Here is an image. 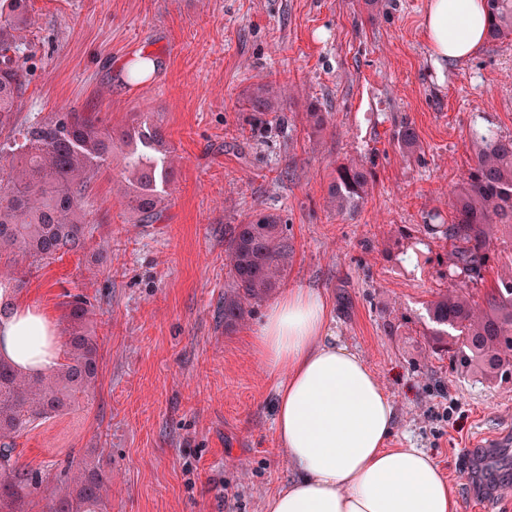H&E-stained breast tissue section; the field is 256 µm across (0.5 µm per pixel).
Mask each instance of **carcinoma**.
Listing matches in <instances>:
<instances>
[{"instance_id": "1", "label": "carcinoma", "mask_w": 512, "mask_h": 512, "mask_svg": "<svg viewBox=\"0 0 512 512\" xmlns=\"http://www.w3.org/2000/svg\"><path fill=\"white\" fill-rule=\"evenodd\" d=\"M22 0H0V129L11 125L27 87V57L19 30L28 24ZM488 37L512 35V0H487ZM254 112L280 111L281 94L260 86L248 96ZM476 161L457 195L452 224L444 234L454 244L448 277L473 281L485 264L492 232L512 236V138L493 130L472 132ZM22 152L0 143V252L18 250L33 262L52 260L87 247L84 221L87 188L97 170L118 149L125 150V206L143 224L160 220L174 176L170 150L159 127L135 131L100 128L83 112H57L32 121L22 132ZM373 172L363 164L341 163L331 182L340 211L362 203ZM225 256L232 295L224 299V326L241 320L244 304L268 296L285 277L294 253L288 225L259 212L231 225ZM22 278L0 280V319L11 314ZM63 362L52 372L23 373L0 360V512H32L38 495L42 512H109L110 475L100 460L70 464L53 474L19 463L15 439L38 420L63 414L96 386L100 356L90 330L94 305L83 295L63 302ZM438 326L436 342L448 347L465 372L487 380L512 374V272L501 277L486 306L476 307L458 288L429 307Z\"/></svg>"}]
</instances>
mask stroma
<instances>
[{
  "mask_svg": "<svg viewBox=\"0 0 512 512\" xmlns=\"http://www.w3.org/2000/svg\"><path fill=\"white\" fill-rule=\"evenodd\" d=\"M427 0H27L29 75L17 128L87 112L100 126H161L175 177L162 216L138 223L122 197L121 155L88 188L92 237L77 254L30 264L18 300L64 329L66 294L95 305L93 395L20 432V463L102 460L111 512H265L290 480L274 438V382L252 338L293 288L321 291L337 345L390 394L392 448L434 456L460 512H508L512 461L468 470L478 432L512 433V376L486 381L438 351L426 308L448 276L455 193L474 165L472 127L512 137V36L437 68ZM287 90L282 111H251L256 87ZM324 113L314 128L310 111ZM414 145L394 136L402 125ZM372 166L359 208L334 210L337 164ZM255 211L289 224L294 256L265 299L224 325L231 280L224 231ZM512 271L496 235L469 293L484 303Z\"/></svg>",
  "mask_w": 512,
  "mask_h": 512,
  "instance_id": "35a3bbf8",
  "label": "stroma"
}]
</instances>
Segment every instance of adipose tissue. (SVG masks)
Returning <instances> with one entry per match:
<instances>
[{"instance_id":"adipose-tissue-1","label":"adipose tissue","mask_w":512,"mask_h":512,"mask_svg":"<svg viewBox=\"0 0 512 512\" xmlns=\"http://www.w3.org/2000/svg\"><path fill=\"white\" fill-rule=\"evenodd\" d=\"M423 28L436 65L466 61L487 37L486 0H428ZM330 309L312 288L266 312L255 351L275 382L274 428L293 472L267 512H459L447 479L418 448H390L396 412L363 359L327 336ZM60 342L42 308L0 321V359L48 372Z\"/></svg>"}]
</instances>
